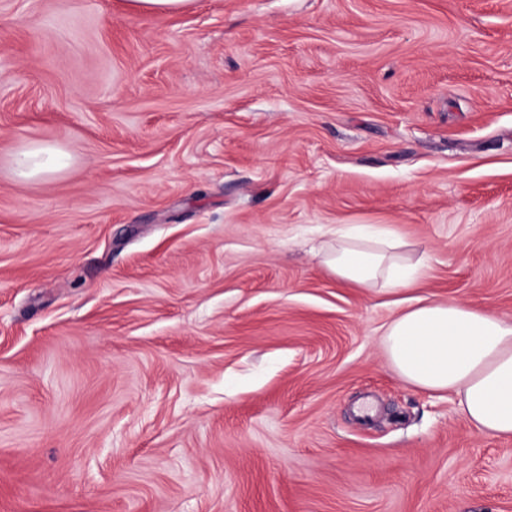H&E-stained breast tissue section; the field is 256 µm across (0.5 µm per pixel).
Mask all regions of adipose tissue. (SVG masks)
<instances>
[{
	"label": "adipose tissue",
	"mask_w": 512,
	"mask_h": 512,
	"mask_svg": "<svg viewBox=\"0 0 512 512\" xmlns=\"http://www.w3.org/2000/svg\"><path fill=\"white\" fill-rule=\"evenodd\" d=\"M67 152L30 142L16 153V174L26 179L62 169ZM324 263L343 283L397 293L411 286L419 264L406 241L382 224L344 225ZM388 360L406 382L429 392H448L477 430L512 437V322L457 301L407 308L384 332Z\"/></svg>",
	"instance_id": "ef3b65f1"
}]
</instances>
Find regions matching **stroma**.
I'll return each instance as SVG.
<instances>
[{
  "label": "stroma",
  "mask_w": 512,
  "mask_h": 512,
  "mask_svg": "<svg viewBox=\"0 0 512 512\" xmlns=\"http://www.w3.org/2000/svg\"><path fill=\"white\" fill-rule=\"evenodd\" d=\"M126 2L0 0V512H512L323 262L384 224L512 321V0ZM190 2L191 0H129V6L139 13H165L182 10ZM68 158L67 152L57 145L30 142L16 153L13 164L19 177L34 179L62 169Z\"/></svg>",
  "instance_id": "1"
}]
</instances>
